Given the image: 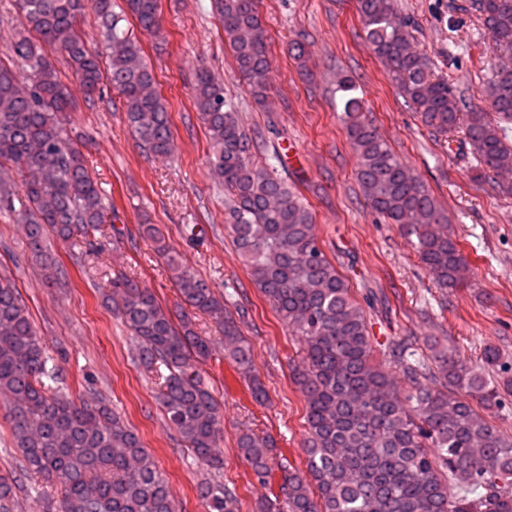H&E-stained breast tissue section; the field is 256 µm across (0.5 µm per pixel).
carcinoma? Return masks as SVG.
I'll return each mask as SVG.
<instances>
[{
    "mask_svg": "<svg viewBox=\"0 0 512 512\" xmlns=\"http://www.w3.org/2000/svg\"><path fill=\"white\" fill-rule=\"evenodd\" d=\"M122 2L19 0L25 29L0 54V165L24 176L18 191L0 180V211L22 215L29 249L55 285L66 282L48 237L79 234L85 256L96 258L112 206L61 125L71 93L45 48L65 58L88 99L101 93L105 80L119 91L127 122L147 152L164 157L173 150L165 100L140 41L122 25L130 16L140 30L156 33L158 0ZM216 6L237 69L259 101L267 85L268 37L257 0H216ZM89 8L102 24L105 71L76 28ZM356 10L371 53L426 127L462 131L459 144L469 146L485 171L512 164L503 127L512 124V70H492L482 91L487 109H473L435 75L430 58L414 45L412 23L397 17L394 0H356ZM458 10L482 21L495 53H512V0H466ZM336 91L344 98L346 131L370 206L401 227L436 287H457L465 258L442 231L447 216L365 117L354 81L337 76ZM193 102L208 132L211 164L230 192L226 226L237 251L256 288L303 343L304 364L293 380L307 402L306 470L250 429L237 438L240 456L260 483L270 485L281 472L278 492L257 512H512V434L491 420L502 395L512 392V376L487 378L435 337L426 342L427 355L407 338L375 343L349 283L320 248L302 197L274 168L252 165V140L236 103L207 70L196 75ZM139 232L164 260L181 302L223 332L224 356L249 381L252 398L263 401L252 346L224 296L183 262L157 225L142 224ZM112 302L138 344V364L155 374L158 403L179 441L207 466L221 468L220 404L196 369L210 356L208 339L195 331L189 314L175 323L151 292L126 277L113 283ZM430 359L441 389L420 384L430 374ZM387 362L402 370L409 390H400ZM59 379L17 287L0 278V396L9 407L22 471L63 491L47 510L178 512L138 434L103 398L71 400L56 386ZM15 483L12 475L0 476V512H12ZM197 491L209 512H237V494L228 485L203 477Z\"/></svg>",
    "mask_w": 512,
    "mask_h": 512,
    "instance_id": "cac0c4a2",
    "label": "carcinoma"
}]
</instances>
